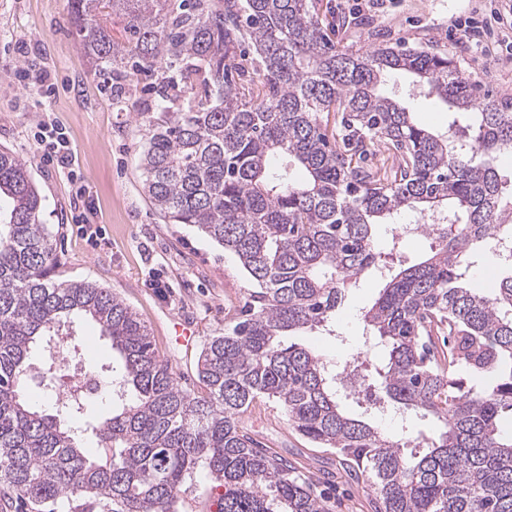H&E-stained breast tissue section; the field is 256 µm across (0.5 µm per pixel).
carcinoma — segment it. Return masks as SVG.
<instances>
[{"mask_svg": "<svg viewBox=\"0 0 512 512\" xmlns=\"http://www.w3.org/2000/svg\"><path fill=\"white\" fill-rule=\"evenodd\" d=\"M69 22L112 75V96L130 70L157 74L143 191L167 223L222 245L255 288L201 348L204 391L181 388L112 289L50 278L42 198L26 161L0 148V508L180 512V493L204 473L222 488L217 512H326L287 459L240 428L261 398L370 481L375 512H512V272L489 294L466 283L487 252L512 269V171L493 164L512 150V107L476 97L445 53L336 49L314 0H71ZM249 70L260 81L244 93L234 75ZM395 73L413 75L465 125H418L379 91ZM325 112L344 113L336 141ZM379 146L398 155L396 170L363 165ZM404 209L443 224L425 260L383 273L374 229ZM370 271L383 288L361 320L386 354L368 386L435 420L431 435L390 437L375 413H346L324 356L282 345L302 331L334 334L338 303ZM84 320L110 342L116 364L104 379L122 389L99 422L90 399L61 401L54 373L30 358ZM32 385L56 414L27 404ZM61 414L84 427L64 426ZM88 430L93 450L79 445Z\"/></svg>", "mask_w": 512, "mask_h": 512, "instance_id": "cac0c4a2", "label": "carcinoma"}]
</instances>
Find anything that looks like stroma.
<instances>
[{"label": "stroma", "instance_id": "1", "mask_svg": "<svg viewBox=\"0 0 512 512\" xmlns=\"http://www.w3.org/2000/svg\"><path fill=\"white\" fill-rule=\"evenodd\" d=\"M316 11L325 23L350 19V26L330 34L336 49L433 47L453 57L481 93L512 101V58L497 45L479 50L449 35L455 19L489 13V0H316ZM68 14L69 0H0V147L28 162L43 199L41 221L57 257L52 279L112 289L147 326L180 385L197 388L199 349L177 342L175 322L190 323L203 340L218 335L237 317L253 284L223 246L196 226L165 223L152 208L143 193L139 153L151 130L153 79L146 73L130 77L124 99L114 101L80 48ZM25 69L45 76L41 100L24 87ZM47 122L68 136L77 154L75 171L58 169L37 146L35 136ZM88 196L95 206L89 215L83 212ZM83 216L98 226L97 237L82 235ZM379 288L376 275L361 277L336 311L335 336L306 332L297 343L335 359L358 354L366 366L378 363L384 350L365 342L359 315ZM71 341L85 369L111 365V347L92 323L77 328ZM240 425L294 463L327 500L329 512H374V487L346 474L336 454L314 447L274 404L253 403Z\"/></svg>", "mask_w": 512, "mask_h": 512}]
</instances>
